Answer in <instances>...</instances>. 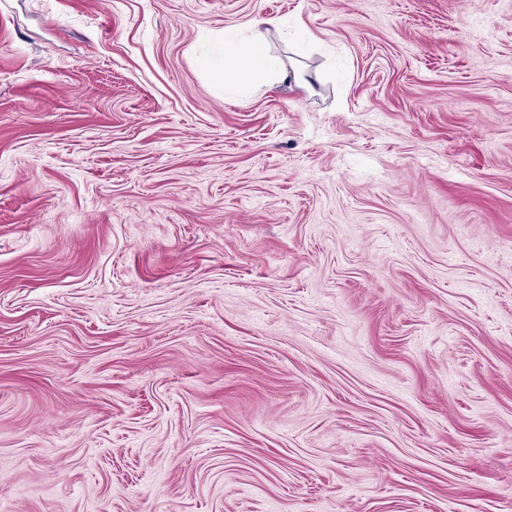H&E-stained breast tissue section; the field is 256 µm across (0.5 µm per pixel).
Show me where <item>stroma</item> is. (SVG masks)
I'll return each instance as SVG.
<instances>
[{
  "label": "stroma",
  "mask_w": 512,
  "mask_h": 512,
  "mask_svg": "<svg viewBox=\"0 0 512 512\" xmlns=\"http://www.w3.org/2000/svg\"><path fill=\"white\" fill-rule=\"evenodd\" d=\"M0 512H512V0H0ZM282 25V20L274 17H261L251 22V39L246 51L239 54L236 50H230L224 59L223 65L213 67V75L218 78L226 79L228 69L231 65L236 64L240 68L248 70H265L273 71L279 66L274 63L266 54L263 44L264 33L270 30H278Z\"/></svg>",
  "instance_id": "35a3bbf8"
}]
</instances>
